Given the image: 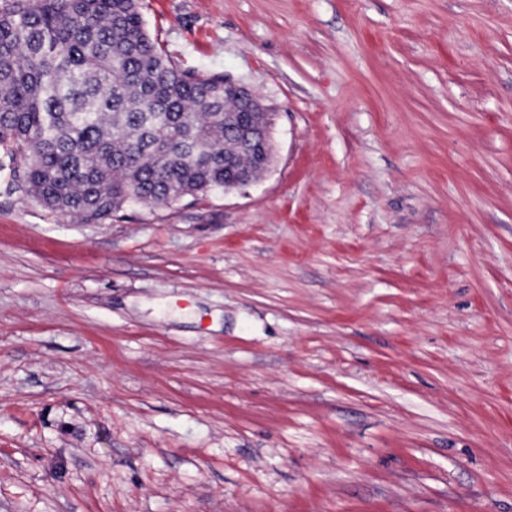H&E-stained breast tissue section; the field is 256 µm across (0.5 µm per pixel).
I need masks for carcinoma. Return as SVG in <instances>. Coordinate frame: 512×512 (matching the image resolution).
<instances>
[{"mask_svg": "<svg viewBox=\"0 0 512 512\" xmlns=\"http://www.w3.org/2000/svg\"><path fill=\"white\" fill-rule=\"evenodd\" d=\"M224 76L178 69L138 0H0V163L13 185L80 224L264 169L224 120Z\"/></svg>", "mask_w": 512, "mask_h": 512, "instance_id": "carcinoma-1", "label": "carcinoma"}]
</instances>
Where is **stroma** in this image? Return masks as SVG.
Masks as SVG:
<instances>
[{
    "mask_svg": "<svg viewBox=\"0 0 512 512\" xmlns=\"http://www.w3.org/2000/svg\"><path fill=\"white\" fill-rule=\"evenodd\" d=\"M139 11L274 165L102 224L0 172V512H512V0ZM228 83H230L235 91L239 100L242 102L244 107L252 113V116L255 118V124L258 127V144H265V134L268 125L270 124L268 114L266 112V108L262 102L260 96L252 90L250 87L242 84L240 82H236L232 79L227 78ZM262 111V112H260Z\"/></svg>",
    "mask_w": 512,
    "mask_h": 512,
    "instance_id": "1",
    "label": "stroma"
}]
</instances>
